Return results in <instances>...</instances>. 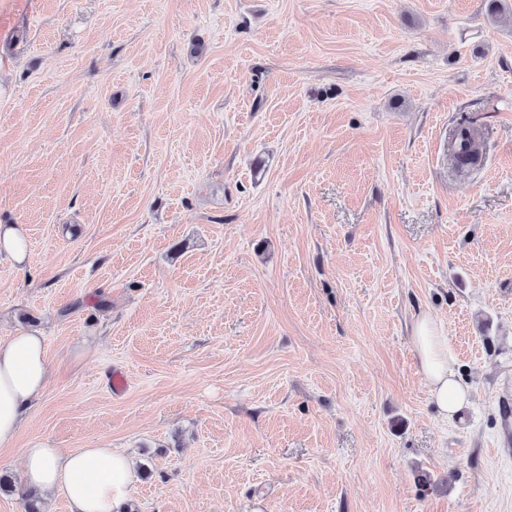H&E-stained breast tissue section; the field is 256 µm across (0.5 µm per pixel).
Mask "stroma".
<instances>
[{
	"instance_id": "obj_1",
	"label": "stroma",
	"mask_w": 512,
	"mask_h": 512,
	"mask_svg": "<svg viewBox=\"0 0 512 512\" xmlns=\"http://www.w3.org/2000/svg\"><path fill=\"white\" fill-rule=\"evenodd\" d=\"M0 224L28 245L0 339L53 367L0 512L39 441L129 451V512H512V15L486 0H0ZM423 315L469 390L448 419ZM475 145V134L469 126L460 124L452 131L448 142V152L456 167L475 163ZM421 365L431 396L443 417H451L464 405L468 389L453 370L448 338L435 319L425 316L415 325Z\"/></svg>"
}]
</instances>
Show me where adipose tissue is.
<instances>
[{"mask_svg":"<svg viewBox=\"0 0 512 512\" xmlns=\"http://www.w3.org/2000/svg\"><path fill=\"white\" fill-rule=\"evenodd\" d=\"M421 365L443 417L464 405L468 390L457 378L448 338L425 316L415 325ZM51 362L41 336L19 332L0 341V447H11L42 395ZM28 482L44 491L63 489L71 512H126L137 483L134 459L120 448H55L38 442L24 451Z\"/></svg>","mask_w":512,"mask_h":512,"instance_id":"obj_1","label":"adipose tissue"}]
</instances>
